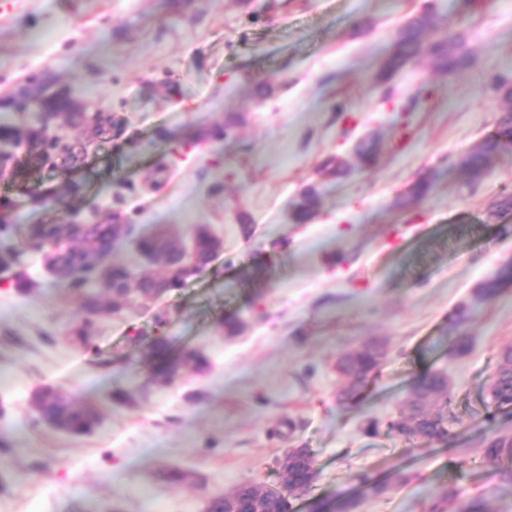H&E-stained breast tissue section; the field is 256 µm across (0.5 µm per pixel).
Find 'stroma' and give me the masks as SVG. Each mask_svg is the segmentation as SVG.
Wrapping results in <instances>:
<instances>
[{
	"mask_svg": "<svg viewBox=\"0 0 512 512\" xmlns=\"http://www.w3.org/2000/svg\"><path fill=\"white\" fill-rule=\"evenodd\" d=\"M430 9L425 50L380 78L399 28ZM441 38L465 41L456 75L428 50ZM503 72L512 0H0V103L41 84L123 125H58L83 148L71 172L28 169L29 144L11 148L0 224L117 214L136 236L164 226L188 244L202 226L223 243L182 288L98 320L74 349L75 295L49 275L46 247L18 240V262L0 270V512H204L239 484L280 485L288 448L310 449L318 470L296 512H337L349 496L357 512H429L445 492V512L473 498L512 512V487L481 455L512 433V411L483 405L512 346V284L474 299L512 261V213L495 212L512 194V143L481 178L459 165L512 110L486 88ZM369 139L367 166L356 148ZM331 158L342 174L322 173ZM310 186L318 204L299 224ZM156 336L207 367L155 382ZM371 340L386 350L375 378L339 400L337 360ZM429 371L446 375L456 421L446 443H410L390 425ZM45 386L95 404L98 426L73 436L38 421ZM163 466L194 478L157 481ZM366 476L387 493L364 494Z\"/></svg>",
	"mask_w": 512,
	"mask_h": 512,
	"instance_id": "stroma-1",
	"label": "stroma"
}]
</instances>
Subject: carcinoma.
Returning <instances> with one entry per match:
<instances>
[{
    "label": "carcinoma",
    "mask_w": 512,
    "mask_h": 512,
    "mask_svg": "<svg viewBox=\"0 0 512 512\" xmlns=\"http://www.w3.org/2000/svg\"><path fill=\"white\" fill-rule=\"evenodd\" d=\"M432 26V17L424 15L406 24L397 34L392 44L390 55L383 61L380 71L389 76L402 68L410 60L420 54L426 31ZM440 69L452 75L468 66L469 58L459 41L441 39L430 46ZM31 98L50 112L73 126L82 125L85 115L72 111V101L68 93L56 92L44 94L41 86L31 89ZM37 143L42 150L37 152V160L43 165L55 154L54 146L46 139H39L33 134V128L25 133L11 123L6 115L0 116V143H15L21 138ZM512 140V113L502 120L498 135L483 143L474 152L464 156L460 164L472 176L482 175L491 157L502 148L503 142ZM317 203V192L313 187L307 188L298 201L294 219L305 223L311 219ZM120 219H111L107 223L88 224L79 236L80 247L76 249L57 250L47 257L53 267L66 271L81 257L92 255L104 259L111 251L113 242L119 237L117 224ZM13 227L0 225V267L6 268L16 259V251L9 243ZM137 252L158 262L163 267L173 266V271H165L161 276V285L167 290H175L184 285L185 281L209 263L212 244L209 235L201 231L195 238L193 269H181L182 259L176 255L177 242L169 233L161 230L142 236L135 242ZM108 279L118 286L117 290L105 288L96 273L83 279L72 277H56V283L78 293L80 316L71 324L66 334V341L75 348H86L90 345L95 333V318L120 314L133 307L136 302H146L152 298L158 284L151 276L135 277L131 269L122 264L106 265ZM512 282V267L505 265L496 270L483 284L478 297L490 299L505 284ZM384 352L374 346H365L355 357L345 356L339 359L341 375L345 382L339 392V398L349 399L357 394L366 380L378 369ZM151 372L158 381H166L175 375L185 364L193 363L199 367L206 366L205 358L190 349L176 348L166 337L156 338L152 344ZM448 400V383L437 372H431L417 380L410 388L404 401L401 418L392 429L400 437L411 440L421 439L428 443L445 442L448 440L450 420L442 411L432 413L427 410L431 402ZM485 407L502 410L512 407V347L500 353V361L494 375V384L488 392ZM35 410L39 420L48 424H56L61 429L73 434L84 435L91 432L99 421V414L91 404H78L51 388L40 391L35 398ZM482 455L498 466L497 476L500 480L512 485V436L501 434L491 439L484 448ZM315 460L311 451L304 448L299 451L295 464L284 473L285 480L278 487L262 484L244 483L237 486L233 493L241 503V508L250 509V500L255 495H263L266 500L267 512H293L292 499L307 492L316 478ZM155 477L167 482L188 481L192 473L179 468L166 467L158 470Z\"/></svg>",
    "instance_id": "1"
}]
</instances>
